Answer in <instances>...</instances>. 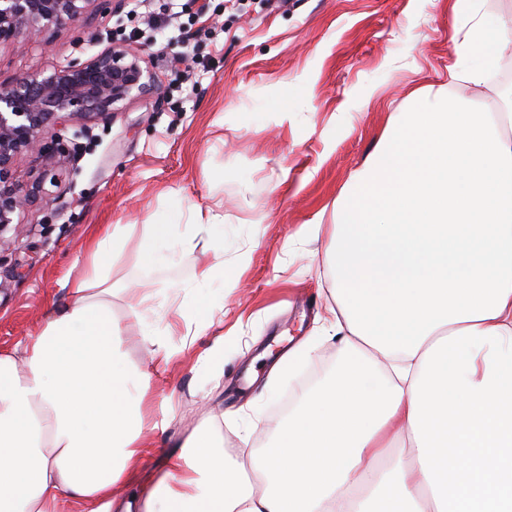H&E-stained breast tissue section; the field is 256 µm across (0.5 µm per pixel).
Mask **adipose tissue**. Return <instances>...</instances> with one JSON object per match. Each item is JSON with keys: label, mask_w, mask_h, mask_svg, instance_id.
<instances>
[{"label": "adipose tissue", "mask_w": 512, "mask_h": 512, "mask_svg": "<svg viewBox=\"0 0 512 512\" xmlns=\"http://www.w3.org/2000/svg\"><path fill=\"white\" fill-rule=\"evenodd\" d=\"M459 57L496 62L512 27L469 8ZM210 225L114 224L89 245L70 304L0 351V512H512V112L427 91L398 113L335 210L331 259L339 358L259 451L225 460L212 430L172 445L175 466L138 504L120 495L150 434L138 371L116 347L112 264L173 251L194 279L224 276ZM176 323L203 331L206 301ZM449 469L464 482H448Z\"/></svg>", "instance_id": "1"}]
</instances>
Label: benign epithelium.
<instances>
[{
    "mask_svg": "<svg viewBox=\"0 0 512 512\" xmlns=\"http://www.w3.org/2000/svg\"><path fill=\"white\" fill-rule=\"evenodd\" d=\"M95 0H0V44L48 25H76ZM140 52L113 43L81 62L50 74L36 72L0 87V231L16 213L35 204L37 188L27 191L14 179L20 161L37 153L62 165L71 149L63 132L77 121L106 117L119 103L155 89V77L142 66Z\"/></svg>",
    "mask_w": 512,
    "mask_h": 512,
    "instance_id": "benign-epithelium-1",
    "label": "benign epithelium"
}]
</instances>
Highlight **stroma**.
<instances>
[{
    "label": "stroma",
    "instance_id": "35a3bbf8",
    "mask_svg": "<svg viewBox=\"0 0 512 512\" xmlns=\"http://www.w3.org/2000/svg\"><path fill=\"white\" fill-rule=\"evenodd\" d=\"M455 0H93L78 25L0 45V86L34 70L84 61L109 42L140 48L156 92L126 101L89 131L70 136L57 166L32 154L16 172L40 179V201L20 214L21 236L0 235V348L40 329L68 299L89 262L86 245L106 224L187 223L200 214L224 248L225 278L186 290L190 260L168 252L150 265L128 243L115 284L145 282L179 301L208 298L223 310L197 336L175 331L169 362L146 356L142 325L120 298L112 310L128 362L148 377L155 437L148 468L125 490L146 486L172 461L166 440L214 426L226 457L261 448L275 408L297 401L338 356L330 338L329 274L334 205L413 92L444 86L479 103L512 90V48L482 82L453 83L465 62L455 39L467 17ZM477 68V60L466 62ZM319 225V233L308 225ZM224 339V366L208 350ZM303 343L313 358L285 374L276 358Z\"/></svg>",
    "mask_w": 512,
    "mask_h": 512
}]
</instances>
